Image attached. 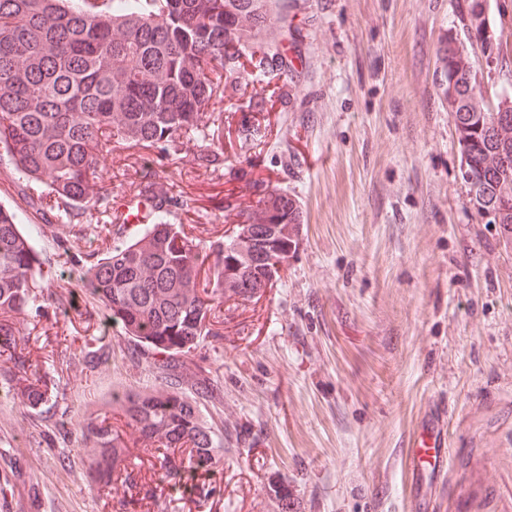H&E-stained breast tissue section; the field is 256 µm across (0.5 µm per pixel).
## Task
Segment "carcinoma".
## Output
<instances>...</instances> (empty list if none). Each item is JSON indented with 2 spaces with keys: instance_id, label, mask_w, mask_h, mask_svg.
Listing matches in <instances>:
<instances>
[{
  "instance_id": "1",
  "label": "carcinoma",
  "mask_w": 512,
  "mask_h": 512,
  "mask_svg": "<svg viewBox=\"0 0 512 512\" xmlns=\"http://www.w3.org/2000/svg\"><path fill=\"white\" fill-rule=\"evenodd\" d=\"M89 2L0 0V150L20 186L43 188L29 206L54 210L69 224L95 212L112 218L109 198L93 192L112 143L167 153L183 136H212L201 107L220 104L217 79L236 73L249 48L233 34L259 31L268 21L255 0H98L97 8ZM484 4L465 0L467 32L477 43L484 38L478 21ZM440 60L461 99L481 95L459 48L444 46ZM250 62L257 77L279 66L255 50ZM455 129L469 204L478 215L494 209L499 227L512 234V111L474 112ZM221 154L215 143L192 164L211 167ZM133 185L155 201L149 223L124 235L109 224L113 245L86 255L79 287L135 345L162 355L153 362L159 383L115 391L112 405L140 438V451L170 472L185 462L205 465L224 449L199 410L216 398L215 380L186 362L224 304V259L240 262L244 286L279 275L277 265L297 248L300 211L288 196L267 192L245 216L246 229L269 243L264 256L237 255L230 239L210 241L201 252L171 222L174 208L188 201L145 168ZM274 223L289 232L271 235ZM42 265L35 238L19 230L16 212L0 205V336L14 335L34 306ZM14 397L35 405L45 392L18 381ZM81 429L92 482L118 481L128 452L121 435L105 419Z\"/></svg>"
}]
</instances>
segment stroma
<instances>
[{"mask_svg": "<svg viewBox=\"0 0 512 512\" xmlns=\"http://www.w3.org/2000/svg\"><path fill=\"white\" fill-rule=\"evenodd\" d=\"M463 3L267 0L259 40L279 65L222 79L223 164L190 162L200 138L108 156L110 202L150 167L190 200L175 221L201 246L231 236L264 190L303 212L279 278L225 300L217 335L187 357L220 389L201 407L224 437L209 466L165 473L126 427L129 481L92 484L80 424L111 416L112 390L152 387L155 356L78 291L99 223L35 213L0 160V202L37 226L51 268L16 336L29 381L51 395L25 407L0 379V512H413L418 500L449 512L455 495L465 512H512V238L466 204L439 89L453 39L489 99L512 95V47L488 67ZM97 347L110 357L92 369L84 352ZM430 417L453 463L416 476L407 450Z\"/></svg>", "mask_w": 512, "mask_h": 512, "instance_id": "obj_1", "label": "stroma"}]
</instances>
